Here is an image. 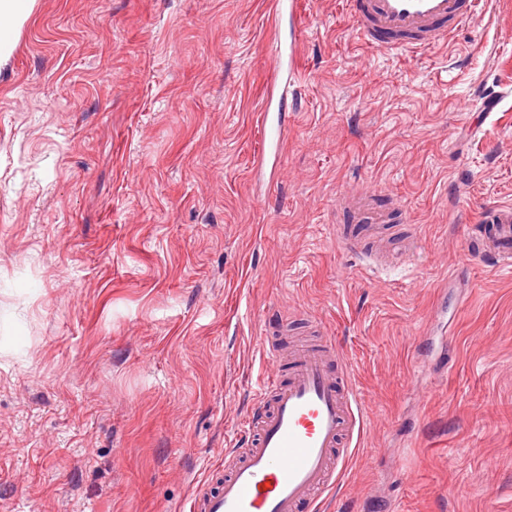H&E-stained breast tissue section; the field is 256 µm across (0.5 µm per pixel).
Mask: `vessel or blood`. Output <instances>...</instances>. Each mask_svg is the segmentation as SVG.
Listing matches in <instances>:
<instances>
[{"label":"vessel or blood","mask_w":512,"mask_h":512,"mask_svg":"<svg viewBox=\"0 0 512 512\" xmlns=\"http://www.w3.org/2000/svg\"><path fill=\"white\" fill-rule=\"evenodd\" d=\"M483 0H346L358 37L383 53L447 44L478 16ZM340 208L368 224H385L373 197H343ZM474 229V251L512 268V204L486 208ZM263 354L287 362L286 376L259 383L245 418L235 461L218 483H198L190 512H310L336 487L365 430V416L345 357L333 341L289 347L280 336L259 337Z\"/></svg>","instance_id":"b4317fda"}]
</instances>
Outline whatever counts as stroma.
<instances>
[{
  "mask_svg": "<svg viewBox=\"0 0 512 512\" xmlns=\"http://www.w3.org/2000/svg\"><path fill=\"white\" fill-rule=\"evenodd\" d=\"M258 165L271 0H36L0 64V512H188L274 365L334 337L366 426L325 512H512V0L425 53L299 0ZM500 102L491 117L474 106ZM370 191L379 234L339 209ZM480 224H490L485 232L482 227L474 228L473 249L482 256L495 260L499 269L511 271L512 267V204L500 203L486 208ZM259 345L263 354L272 360L281 364L284 353L288 350V341L282 336H274L266 332L264 336H259Z\"/></svg>",
  "mask_w": 512,
  "mask_h": 512,
  "instance_id": "1",
  "label": "stroma"
}]
</instances>
